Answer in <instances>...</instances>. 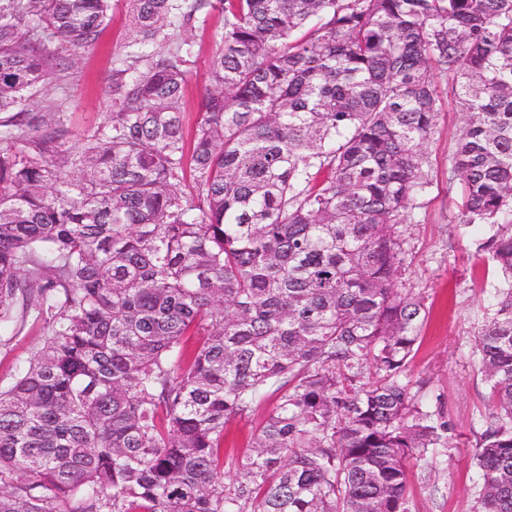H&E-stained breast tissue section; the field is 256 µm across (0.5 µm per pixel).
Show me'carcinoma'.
<instances>
[{"label":"carcinoma","mask_w":512,"mask_h":512,"mask_svg":"<svg viewBox=\"0 0 512 512\" xmlns=\"http://www.w3.org/2000/svg\"><path fill=\"white\" fill-rule=\"evenodd\" d=\"M207 2L128 0L142 49L70 150L30 106L111 0H0V326H48L0 390V512H411L410 461L448 431L402 381L427 307L397 285L433 67L465 116L459 222L501 277L474 512H512V0H217L189 140L190 51L154 46ZM270 393L226 477L224 428Z\"/></svg>","instance_id":"carcinoma-1"}]
</instances>
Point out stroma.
<instances>
[{"label":"stroma","mask_w":512,"mask_h":512,"mask_svg":"<svg viewBox=\"0 0 512 512\" xmlns=\"http://www.w3.org/2000/svg\"><path fill=\"white\" fill-rule=\"evenodd\" d=\"M223 23L220 8L207 7L196 22L174 30L176 43L191 45L183 108L184 129L189 135L200 117L207 82L204 63L219 49L217 34ZM137 49L126 0H112L110 21L94 44L81 48L53 45L59 77L33 106L42 108L48 100L59 104L55 122L64 131L67 147L79 146L111 122L112 67ZM432 77L441 95V112L426 148L431 186L412 210L402 279L406 287L424 296L430 314L404 379L411 393L447 422L448 445L412 462L410 501L412 512H473L480 489L474 434L490 413L475 338L485 321V306L496 277L488 254L476 247L486 226L459 222L460 189L448 182V160L462 127L452 93L453 78L437 69ZM46 334L45 321L34 318L0 329V387L13 383L17 367L34 357ZM275 405L274 398H267L248 417L227 425L225 473H232L235 462L249 451Z\"/></svg>","instance_id":"35a3bbf8"}]
</instances>
